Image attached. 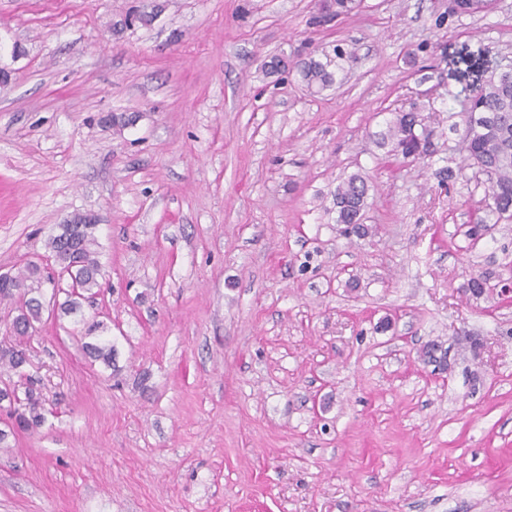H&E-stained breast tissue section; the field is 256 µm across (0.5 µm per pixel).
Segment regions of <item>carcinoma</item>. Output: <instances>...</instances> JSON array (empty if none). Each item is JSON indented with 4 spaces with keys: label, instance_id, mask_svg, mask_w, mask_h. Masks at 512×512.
Masks as SVG:
<instances>
[{
    "label": "carcinoma",
    "instance_id": "cac0c4a2",
    "mask_svg": "<svg viewBox=\"0 0 512 512\" xmlns=\"http://www.w3.org/2000/svg\"><path fill=\"white\" fill-rule=\"evenodd\" d=\"M360 6V0H330L319 5L323 17L348 16ZM351 59L343 48L334 50V57L321 62L310 59L301 63L299 73L306 87L319 92L335 83V71ZM472 111L477 118L470 120L465 129L466 165L478 168L487 178L484 196V215L477 217L470 234L478 233L487 224L512 219V77L492 73L473 93ZM432 136L424 119L416 112H400L381 134L379 144L391 146L395 157L407 159L416 139ZM369 185L367 177L353 174L336 187V223L345 225V232L367 234L369 228L362 223L367 207ZM75 233H58L50 238L51 258L68 272L69 285H53V297L63 294L64 302L58 308L65 314L75 312L79 300L94 295L101 287L102 265L98 259L95 237L96 225L87 222L86 215L71 218ZM40 267L31 264L17 274L0 277V302L16 304L17 316L12 322L11 336L0 338V374L7 379L0 383V410L11 421L7 430L0 429V449L9 447V437L19 431H31L45 422L44 406L37 380L27 372L29 356L22 346L24 338L42 320L44 303L38 289L26 287V281L38 279ZM105 331L103 324L92 322L85 327V341L81 349L92 363L112 367V340L97 335Z\"/></svg>",
    "mask_w": 512,
    "mask_h": 512
}]
</instances>
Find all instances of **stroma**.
I'll list each match as a JSON object with an SVG mask.
<instances>
[{"mask_svg":"<svg viewBox=\"0 0 512 512\" xmlns=\"http://www.w3.org/2000/svg\"><path fill=\"white\" fill-rule=\"evenodd\" d=\"M153 1L0 0V273L95 214L83 314L114 345L90 364L44 311L47 420L0 450V512H512V223L469 237L461 130L462 89L512 65V0H363L319 27L318 0H161L123 26ZM338 46L344 80L310 92L296 62ZM409 109L429 163L377 145ZM355 173L364 237L336 222Z\"/></svg>","mask_w":512,"mask_h":512,"instance_id":"stroma-1","label":"stroma"}]
</instances>
